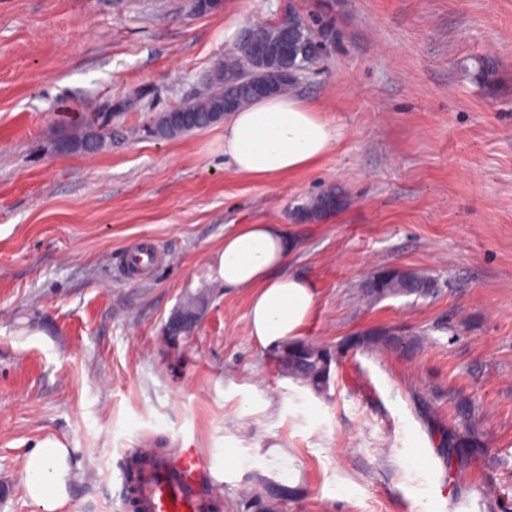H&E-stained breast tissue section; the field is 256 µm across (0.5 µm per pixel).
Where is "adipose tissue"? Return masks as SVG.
Returning a JSON list of instances; mask_svg holds the SVG:
<instances>
[{
    "label": "adipose tissue",
    "instance_id": "1",
    "mask_svg": "<svg viewBox=\"0 0 512 512\" xmlns=\"http://www.w3.org/2000/svg\"><path fill=\"white\" fill-rule=\"evenodd\" d=\"M341 137L317 106L280 94L232 114L224 155L237 173L265 182L315 167ZM291 247L281 225L241 224L225 233L219 254L224 287L252 294L250 334L265 347L302 335L315 310L314 284L283 270ZM73 466L70 449L50 438L27 456L20 479L41 512H59L67 502Z\"/></svg>",
    "mask_w": 512,
    "mask_h": 512
}]
</instances>
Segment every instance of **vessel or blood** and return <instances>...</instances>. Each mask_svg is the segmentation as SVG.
<instances>
[{
  "label": "vessel or blood",
  "mask_w": 512,
  "mask_h": 512,
  "mask_svg": "<svg viewBox=\"0 0 512 512\" xmlns=\"http://www.w3.org/2000/svg\"><path fill=\"white\" fill-rule=\"evenodd\" d=\"M166 261L155 242L129 249L123 270L131 277L152 274ZM139 512H210L212 478L196 449L183 448L176 455H146L138 473Z\"/></svg>",
  "instance_id": "1"
}]
</instances>
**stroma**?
<instances>
[{"label": "stroma", "mask_w": 512, "mask_h": 512, "mask_svg": "<svg viewBox=\"0 0 512 512\" xmlns=\"http://www.w3.org/2000/svg\"><path fill=\"white\" fill-rule=\"evenodd\" d=\"M290 11L335 30L294 90L343 131L318 167L258 182L225 161L223 125L150 134L242 28ZM105 111L100 150H60ZM332 186L344 209L295 222ZM241 224L283 225L286 271L315 285L321 391L218 282ZM143 238L168 261L126 277ZM382 268L437 286L369 300ZM461 399L484 446L459 465L442 439ZM47 438L77 462L63 512H133L129 454L187 446L217 512H512V0H0V512H39L20 472Z\"/></svg>", "instance_id": "obj_1"}]
</instances>
